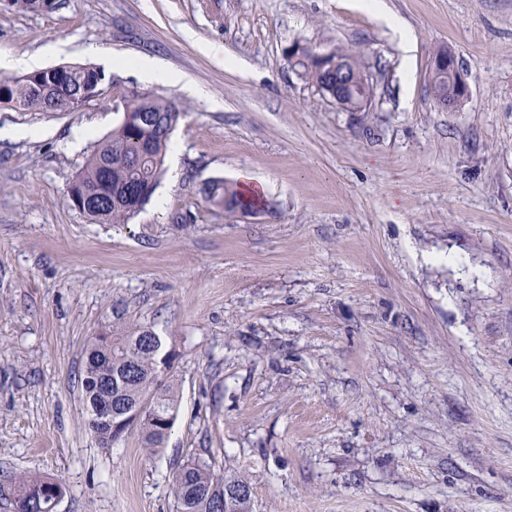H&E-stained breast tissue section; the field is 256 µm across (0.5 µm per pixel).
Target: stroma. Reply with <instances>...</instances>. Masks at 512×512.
<instances>
[{
    "label": "stroma",
    "instance_id": "obj_1",
    "mask_svg": "<svg viewBox=\"0 0 512 512\" xmlns=\"http://www.w3.org/2000/svg\"><path fill=\"white\" fill-rule=\"evenodd\" d=\"M0 2V54L98 65L182 103L177 177L122 224L68 189L123 113L0 106V471L61 479L56 512H176L174 468L214 459L253 512H512V0ZM392 15L416 46L404 57ZM355 53L365 112L289 62ZM451 51L470 94L431 90ZM233 59L218 64L217 56ZM150 57L176 82L145 83ZM261 188L258 215L204 182ZM174 354L162 448H101L81 375L105 323ZM204 199L210 204L224 209L226 200V212L235 213L239 208L253 210L262 207V201L256 197H247L237 186L228 185L224 180H213L200 190ZM238 213L257 214L261 210L237 211Z\"/></svg>",
    "mask_w": 512,
    "mask_h": 512
}]
</instances>
